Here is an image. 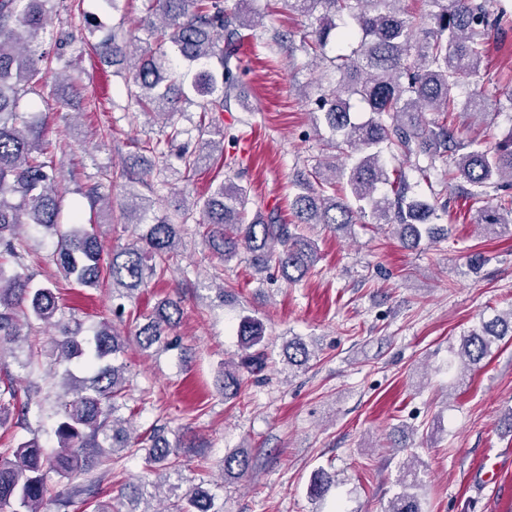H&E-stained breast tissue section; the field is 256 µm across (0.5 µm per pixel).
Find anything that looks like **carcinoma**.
<instances>
[{"label": "carcinoma", "mask_w": 512, "mask_h": 512, "mask_svg": "<svg viewBox=\"0 0 512 512\" xmlns=\"http://www.w3.org/2000/svg\"><path fill=\"white\" fill-rule=\"evenodd\" d=\"M51 0H0V348L23 336L19 312L29 308L33 316L50 325L62 326L64 338L55 342L56 360H78L87 376L76 379L72 390L61 395L54 411V434L58 450L45 451L35 437L0 450V512H44L49 492L48 478L54 473L70 481L69 505L80 498L91 512H112V504L97 499L101 478L110 473L112 455L134 447L146 452L149 472L170 477L177 467L172 460L173 444L158 429L147 437H134L129 420L119 416L124 407L125 368L118 362L125 353L127 338L107 323L92 337L79 341L77 332L62 324L58 296L49 287H32L31 276L23 273L26 249L16 229L35 224L54 230L59 224L58 175L50 162L42 159L39 121L20 106L21 83L33 79L58 82L67 61L41 49L36 40L48 32L47 13ZM402 0H291V8L308 20L298 50L318 56L336 24L333 17L345 16L340 39L349 52L331 60L339 74L336 86L322 94L317 108L323 115L331 138L328 145L345 157L326 171H315L317 186H300L295 198V216L302 224H326L334 229L350 228L372 218L374 224L393 227L400 240L417 247L427 239L445 237V228L434 224L438 218L435 202L412 194L408 171L432 185L436 162L448 160V180L465 184L463 190L479 201L485 188L512 186V132L487 146L462 140L448 116L458 111L457 91L472 80L463 111L486 121L485 95L477 82L484 65V44L501 28L504 19L492 10V0H427L437 11L421 15L401 9ZM143 13L138 29L149 33L160 28L163 37L156 48H148L128 67V99L145 114L166 120L170 131L164 138L148 141L144 150L165 162L174 156L186 176L198 168L200 152L215 145L224 147L222 132L213 123L198 125L199 150L175 147L183 131L173 122L179 100L186 96L176 87L181 76L164 73L171 58L195 69L190 87L203 97L204 113L224 111L231 97L235 72L241 59L238 44L241 27L256 26V11L250 0H239L229 13L221 0H141ZM131 39L115 32L106 34L93 49L99 57L122 65L128 60ZM217 60L219 69L211 67ZM437 118L429 120L426 113ZM401 160L387 168L385 155ZM132 204L123 210L129 224L150 223L146 233L132 244L112 252L106 268L112 279V306L125 310L124 300L163 278L171 266L179 225L188 213L148 220L150 199L131 195ZM205 242L229 260L243 246L258 268H277L290 282L301 280L317 260L313 243L290 225L279 223L272 213L252 219L247 214V191L224 180L204 200L202 207ZM477 223L489 237L512 232V195L499 197L494 206L480 210ZM103 246L99 238L80 229L59 236L51 261L66 278L83 287L100 283ZM179 303L166 298L158 303L148 322L138 326L134 336L143 351L168 346V336L180 322ZM512 333V309L481 322V327L463 337L455 354L463 374L492 352L494 341ZM237 336L244 355L234 364H224V397L233 398L244 387L243 372L253 373L265 365L263 324L244 317ZM288 365L302 366L310 358L298 338L285 346ZM38 388L19 402L11 379L0 385V423L14 413L28 417L32 407H40ZM401 490L388 502L385 512H423L415 489L419 487L417 468L409 461L402 466ZM224 474L249 478L248 452L240 449L224 457ZM337 485L336 473L320 468L312 476L310 496L323 497ZM161 484L143 481L121 490L124 512H151L140 503L154 497ZM168 498L175 512H216L212 495L200 486L181 490L168 484Z\"/></svg>", "instance_id": "obj_1"}]
</instances>
